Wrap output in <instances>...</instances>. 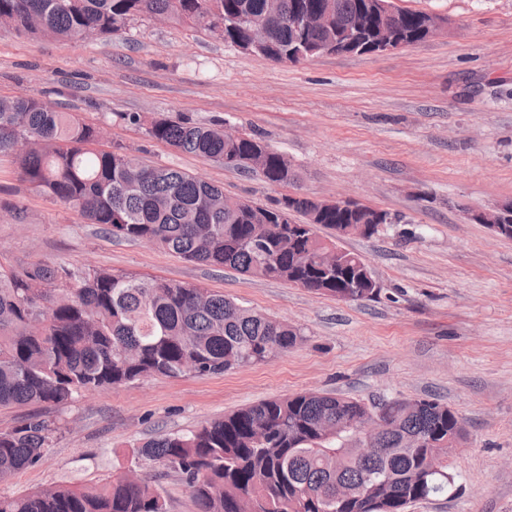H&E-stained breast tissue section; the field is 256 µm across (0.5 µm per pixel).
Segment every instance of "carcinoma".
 <instances>
[{
    "mask_svg": "<svg viewBox=\"0 0 512 512\" xmlns=\"http://www.w3.org/2000/svg\"><path fill=\"white\" fill-rule=\"evenodd\" d=\"M262 0H0V18L15 30L63 40H82L88 27L103 37L141 16L166 14L170 22L212 32L224 25L227 42L248 41L261 17ZM366 0H282L285 15L329 9L350 28L354 52L371 50L375 18ZM400 40H424L420 11L398 10ZM327 33L297 32L276 25L264 59L278 61L288 49L316 48ZM123 119L145 127L153 140L248 172L246 154L264 140H228L221 127L138 113ZM101 130L58 112L31 95L0 100V156L13 158L29 189L75 209L116 240L140 241L189 261L230 268L256 279L303 286L338 301L370 300L374 278L363 258L345 252L342 269H322L327 243L358 232L383 210L353 202L319 208L309 197L259 205L224 195V189L186 172L147 164L120 147L97 148ZM263 178L271 184L298 180L278 151L269 152ZM315 224H298L293 214ZM336 232L330 238L317 226ZM304 341L301 330L234 299L187 285L107 269L52 266L41 262L0 267V407L62 406L79 397L145 377L222 374L265 363ZM377 417L387 428L377 438L381 454L364 458L353 430L327 439L324 424ZM461 418L448 405L390 398L367 406L341 396L303 392L266 400L184 433L157 436L139 447L138 459L176 471L198 512H406L409 504L456 493V474L431 448L448 447ZM59 427L33 415L0 429V482L38 465ZM352 490L336 499V484ZM0 512H167L165 500L143 472L139 486L125 472L81 487H54L0 495Z\"/></svg>",
    "mask_w": 512,
    "mask_h": 512,
    "instance_id": "carcinoma-1",
    "label": "carcinoma"
}]
</instances>
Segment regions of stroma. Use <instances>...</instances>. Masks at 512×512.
<instances>
[{
	"label": "stroma",
	"mask_w": 512,
	"mask_h": 512,
	"mask_svg": "<svg viewBox=\"0 0 512 512\" xmlns=\"http://www.w3.org/2000/svg\"><path fill=\"white\" fill-rule=\"evenodd\" d=\"M446 31L397 51L273 63L186 25L131 20L95 41L0 29V98L34 95L75 112L103 149L180 169L268 205L301 192L350 198L392 223L342 248L369 265L376 298L341 302L249 279L144 242L116 241L30 191L0 160V266L39 259L183 283L288 321L305 339L274 359L204 377H151L65 406L0 408V428L41 413L62 427L13 495L82 486L135 466L134 448L295 393L436 399L463 418L453 497L407 512H512V239L468 214L512 201V0H394ZM221 124L284 154L298 182L272 185L148 138L125 113Z\"/></svg>",
	"instance_id": "stroma-1"
}]
</instances>
